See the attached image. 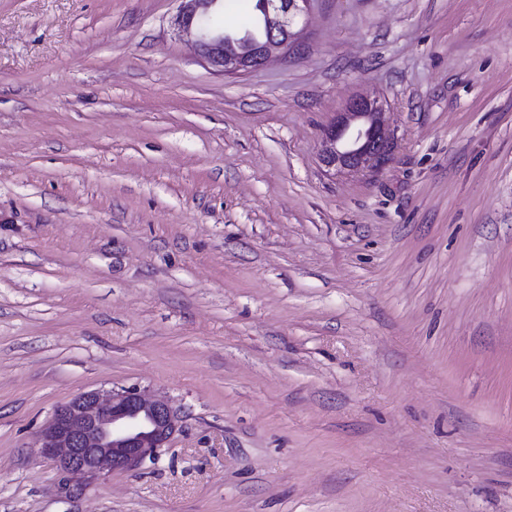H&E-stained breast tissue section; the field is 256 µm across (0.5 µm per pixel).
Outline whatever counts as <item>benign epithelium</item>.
I'll return each mask as SVG.
<instances>
[{
  "label": "benign epithelium",
  "mask_w": 512,
  "mask_h": 512,
  "mask_svg": "<svg viewBox=\"0 0 512 512\" xmlns=\"http://www.w3.org/2000/svg\"><path fill=\"white\" fill-rule=\"evenodd\" d=\"M176 24L194 35L195 54L227 74L263 66L300 43L299 18L312 0H258L264 36L225 33L209 20L223 0H178ZM322 164L338 172L375 170L390 160L395 130L379 100L360 96L326 128ZM181 423L180 409L136 386L82 392L57 406L36 433L33 451L56 469L65 498L115 471L156 465Z\"/></svg>",
  "instance_id": "obj_1"
}]
</instances>
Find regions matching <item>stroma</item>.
<instances>
[{"instance_id":"35a3bbf8","label":"stroma","mask_w":512,"mask_h":512,"mask_svg":"<svg viewBox=\"0 0 512 512\" xmlns=\"http://www.w3.org/2000/svg\"><path fill=\"white\" fill-rule=\"evenodd\" d=\"M176 0H0V512H512V0H312L224 74ZM360 95L398 142L320 161ZM173 399L76 498L31 446ZM180 423L172 400L137 386L86 391L54 409L32 449L62 475L61 496L72 498L112 472L158 464Z\"/></svg>"}]
</instances>
